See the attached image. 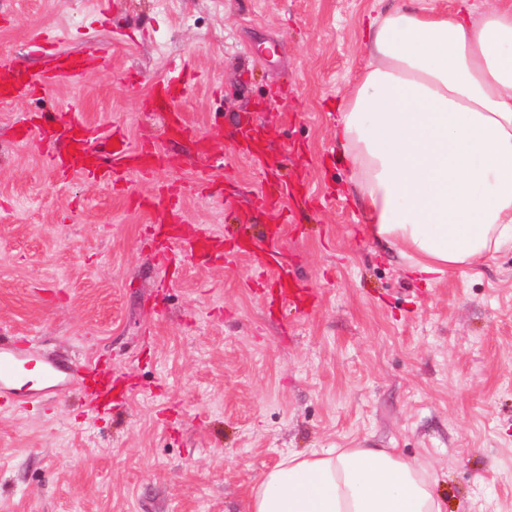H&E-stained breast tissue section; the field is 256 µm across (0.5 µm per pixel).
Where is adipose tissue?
Wrapping results in <instances>:
<instances>
[{
  "instance_id": "ef3b65f1",
  "label": "adipose tissue",
  "mask_w": 512,
  "mask_h": 512,
  "mask_svg": "<svg viewBox=\"0 0 512 512\" xmlns=\"http://www.w3.org/2000/svg\"><path fill=\"white\" fill-rule=\"evenodd\" d=\"M336 141L375 239L424 282L512 246V0H424L369 17ZM430 462L387 449L293 454L248 512H443Z\"/></svg>"
}]
</instances>
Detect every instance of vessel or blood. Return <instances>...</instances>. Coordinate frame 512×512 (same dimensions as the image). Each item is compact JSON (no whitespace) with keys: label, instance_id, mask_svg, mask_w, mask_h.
Masks as SVG:
<instances>
[{"label":"vessel or blood","instance_id":"obj_1","mask_svg":"<svg viewBox=\"0 0 512 512\" xmlns=\"http://www.w3.org/2000/svg\"><path fill=\"white\" fill-rule=\"evenodd\" d=\"M31 52L52 56L53 66L23 69L12 61L1 62L0 106L20 99H42L50 88L60 83H81L90 70L104 62L103 55L97 52L81 56L61 51L55 38L46 32L32 40ZM196 78L190 57H183L174 66L171 76L156 82L149 94L152 105L163 113L167 131L179 136L189 135L190 130L184 124L177 104ZM21 139L25 142L50 140L61 144L60 152L47 157L51 169H61L109 186L127 181L133 174H153L164 163L163 156L153 148L132 146L119 126H89L82 115L72 109L46 118L38 126L23 129ZM147 206L155 211V223L177 224L182 220L179 197L169 188H158ZM170 247L188 257H206L213 248V239L204 233L193 236L181 233L172 236ZM274 253L273 247L254 245L252 254L257 258L260 274L278 286L282 301L310 307L312 300L305 291L287 287L283 279L284 268L274 269L267 265L266 256ZM37 362L42 365L44 394L61 397L71 386L79 384L96 411L125 401L127 397L126 390L113 382L111 371L99 369L97 364L89 361L37 360L31 340L10 337L0 340V411L20 410L28 406L31 395L26 382L27 371Z\"/></svg>","mask_w":512,"mask_h":512}]
</instances>
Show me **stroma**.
<instances>
[{"label":"stroma","instance_id":"35a3bbf8","mask_svg":"<svg viewBox=\"0 0 512 512\" xmlns=\"http://www.w3.org/2000/svg\"><path fill=\"white\" fill-rule=\"evenodd\" d=\"M401 0H117L116 42L81 0H0V60L40 68L30 39L105 49L83 83L0 107V337L30 336L62 361L91 358L126 378L106 413L77 393L0 413V512H245L261 475L291 454L393 448L437 469L445 512H512V249L427 284L366 234L336 143V102L365 61L367 14ZM200 78L169 136L143 100L169 59ZM79 107L152 144L170 168L115 189L59 177L50 145L17 119ZM261 130L287 208L257 207L263 175L239 154ZM205 138L223 167L200 158ZM179 188L184 233L223 238L245 220L277 233L294 283L316 298L282 319L254 261L164 269V236L138 198Z\"/></svg>","mask_w":512,"mask_h":512}]
</instances>
